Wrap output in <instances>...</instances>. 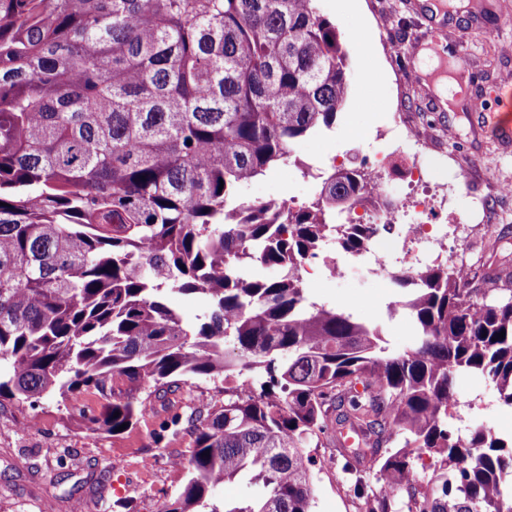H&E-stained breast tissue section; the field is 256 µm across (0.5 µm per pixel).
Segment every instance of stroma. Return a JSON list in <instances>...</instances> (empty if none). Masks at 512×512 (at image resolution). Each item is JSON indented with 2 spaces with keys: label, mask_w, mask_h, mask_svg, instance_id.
<instances>
[{
  "label": "stroma",
  "mask_w": 512,
  "mask_h": 512,
  "mask_svg": "<svg viewBox=\"0 0 512 512\" xmlns=\"http://www.w3.org/2000/svg\"><path fill=\"white\" fill-rule=\"evenodd\" d=\"M316 7L336 29L346 52L347 102L338 115L336 129L326 136H312L292 147L293 163L245 184L244 198L294 199L304 202L316 193L317 180L302 176L295 160L328 169L335 160L347 162L378 152L382 140L376 133L386 126L390 110L400 108L411 120V131L394 139L400 160L388 179L386 191L395 201L405 199L402 158L415 146L411 134L436 141L428 164L435 182L448 189L449 212H467L485 187L482 174L496 185H512V138L501 139L486 130L482 119L466 104L446 111L434 92L432 78L418 64V56L433 37L436 19L421 10L418 0H317ZM390 30L401 42V53L385 51L379 28ZM368 29L371 52H364L355 33ZM445 37L449 47L467 53L468 63L457 74L461 86L496 110L499 84L512 81V0H469L464 9L448 15ZM378 69L380 80H371L369 69ZM403 84H396L395 73ZM500 240L497 254L481 252L473 261L474 273L489 265L512 264V196L493 199L488 217ZM323 248L339 263L337 274L328 270L307 273L303 285L308 298L354 313L360 321L381 329L394 352L411 349L417 329L397 301L389 281L371 274L373 253L352 257L335 241ZM458 407L448 417L459 435L485 427L503 437L512 436V409L503 406L494 384L469 373L456 377ZM224 398L223 379L193 377L180 382L168 400L153 399L152 416L142 419L129 433L94 434L82 424L78 401H41L38 407L0 404V512H117L121 502L131 512H159L176 496L185 470L173 466L176 458L190 454L187 433L155 442L154 434L174 417L207 410ZM315 460L313 512H356V505L336 473L324 466L327 448H311ZM153 458L144 468L145 458Z\"/></svg>",
  "instance_id": "stroma-1"
}]
</instances>
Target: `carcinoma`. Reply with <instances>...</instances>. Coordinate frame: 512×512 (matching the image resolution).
I'll return each instance as SVG.
<instances>
[{"label":"carcinoma","instance_id":"obj_1","mask_svg":"<svg viewBox=\"0 0 512 512\" xmlns=\"http://www.w3.org/2000/svg\"><path fill=\"white\" fill-rule=\"evenodd\" d=\"M343 60L315 0H0V402L93 392L86 429L115 436L147 384L242 378L189 415L162 512H312L322 436L359 512H512V444L447 423L459 371L512 407V270L489 269L491 288L436 262L392 273L420 336L402 353L303 288L326 239L360 256L372 234L338 222L356 173L291 160L336 129ZM290 160L319 181L309 205L241 197ZM172 293L207 311L186 323ZM424 455L432 476L412 483ZM246 472L260 498L210 502Z\"/></svg>","mask_w":512,"mask_h":512}]
</instances>
